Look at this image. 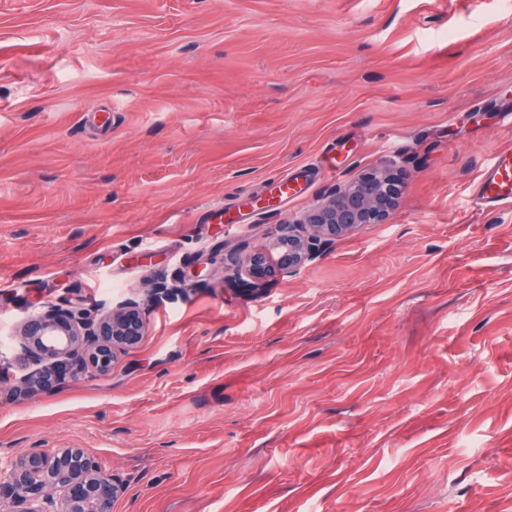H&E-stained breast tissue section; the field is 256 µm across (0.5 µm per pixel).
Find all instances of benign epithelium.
Segmentation results:
<instances>
[{
    "mask_svg": "<svg viewBox=\"0 0 512 512\" xmlns=\"http://www.w3.org/2000/svg\"><path fill=\"white\" fill-rule=\"evenodd\" d=\"M401 186L386 170H377L336 189L303 217L278 225L276 256L245 253L236 263L260 279L273 268L293 273L338 237L362 224H381L395 210ZM146 315L133 298L109 308H78L31 315L22 322V348L29 360L50 367L23 375L25 391L52 384L64 373L60 362L105 374L116 349L132 347L146 333ZM122 488L94 457L80 448L33 450L0 479V499L19 497L28 512H112Z\"/></svg>",
    "mask_w": 512,
    "mask_h": 512,
    "instance_id": "obj_1",
    "label": "benign epithelium"
}]
</instances>
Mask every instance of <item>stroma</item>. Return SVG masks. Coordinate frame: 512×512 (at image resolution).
Masks as SVG:
<instances>
[{
	"label": "stroma",
	"instance_id": "obj_1",
	"mask_svg": "<svg viewBox=\"0 0 512 512\" xmlns=\"http://www.w3.org/2000/svg\"><path fill=\"white\" fill-rule=\"evenodd\" d=\"M507 112L512 0H0V473L81 448L114 512H512V207L474 196ZM380 167L387 223L233 267ZM126 298L110 372L14 395L27 316Z\"/></svg>",
	"mask_w": 512,
	"mask_h": 512
}]
</instances>
